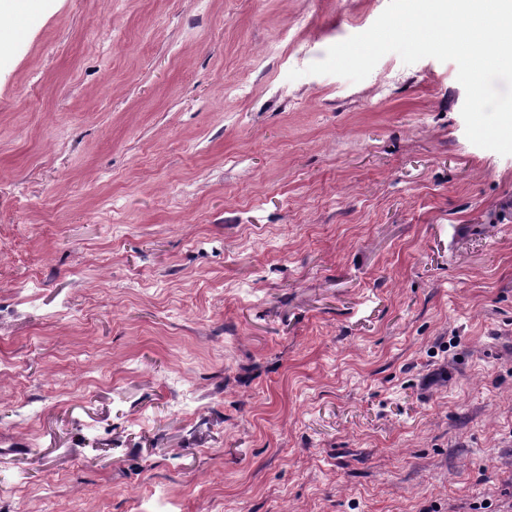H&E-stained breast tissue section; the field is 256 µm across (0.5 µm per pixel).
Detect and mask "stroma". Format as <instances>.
<instances>
[{"label": "stroma", "instance_id": "35a3bbf8", "mask_svg": "<svg viewBox=\"0 0 512 512\" xmlns=\"http://www.w3.org/2000/svg\"><path fill=\"white\" fill-rule=\"evenodd\" d=\"M387 4L0 20V512H512V155L306 72Z\"/></svg>", "mask_w": 512, "mask_h": 512}]
</instances>
